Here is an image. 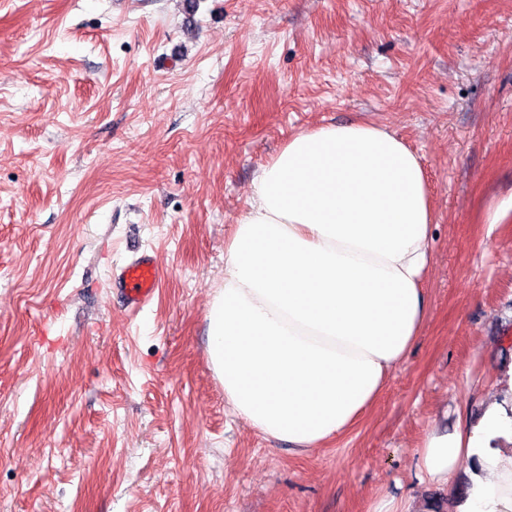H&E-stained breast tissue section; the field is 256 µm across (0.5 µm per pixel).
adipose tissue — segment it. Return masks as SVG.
<instances>
[{
	"label": "adipose tissue",
	"instance_id": "ef3b65f1",
	"mask_svg": "<svg viewBox=\"0 0 512 512\" xmlns=\"http://www.w3.org/2000/svg\"><path fill=\"white\" fill-rule=\"evenodd\" d=\"M432 231L423 164L396 134L356 122L292 136L253 181L207 310L235 414L298 454L353 429L423 329ZM473 462L460 512H512V376L477 426L429 433L416 466L444 485Z\"/></svg>",
	"mask_w": 512,
	"mask_h": 512
}]
</instances>
